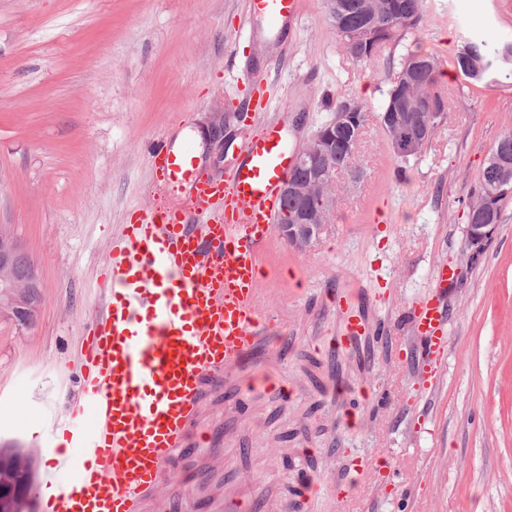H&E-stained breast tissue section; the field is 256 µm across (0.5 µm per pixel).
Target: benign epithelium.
I'll use <instances>...</instances> for the list:
<instances>
[{
    "instance_id": "1",
    "label": "benign epithelium",
    "mask_w": 512,
    "mask_h": 512,
    "mask_svg": "<svg viewBox=\"0 0 512 512\" xmlns=\"http://www.w3.org/2000/svg\"><path fill=\"white\" fill-rule=\"evenodd\" d=\"M437 123H426L410 132L396 137L397 148L406 154H416L423 150L425 143L432 137ZM296 164L314 168V176L306 183L287 180L282 186V195L298 198L315 197L318 202L313 208H305L299 212L292 222L286 221L278 225L281 236L296 250L305 252L313 247L330 222L335 208L336 199L331 193L323 191L324 183L335 179L336 174L328 172L323 161L315 160L309 146L301 148L296 155ZM496 225H467L469 245L478 248L491 239ZM22 254L17 239L6 231L0 232V288L8 289L10 295L11 315L20 324L28 325L33 320L41 302L34 267H29L27 275L17 279L13 275L15 260Z\"/></svg>"
}]
</instances>
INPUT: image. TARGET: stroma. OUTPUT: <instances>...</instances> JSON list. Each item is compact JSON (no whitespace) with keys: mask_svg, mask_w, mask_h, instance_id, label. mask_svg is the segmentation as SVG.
Here are the masks:
<instances>
[{"mask_svg":"<svg viewBox=\"0 0 512 512\" xmlns=\"http://www.w3.org/2000/svg\"><path fill=\"white\" fill-rule=\"evenodd\" d=\"M475 35L512 43V0H426L419 28L368 65L339 48L325 0H301L283 40L243 0H0V226L42 296L29 325L0 313V448L29 456L34 488L49 467L37 451L60 441L53 421L80 396L114 228L130 209L187 200L159 183L150 142L191 143L201 175L223 180L268 117L245 112L251 83L300 147L336 103L378 110L414 51L439 60L446 119L406 161L368 120L319 240L269 259L276 325L204 387L196 430L223 454L169 458L192 492L168 512H512V197L487 245L466 236L478 171L512 131V86L454 72ZM373 204L385 223L363 221ZM440 265L454 279L438 290ZM342 291L385 332L342 339ZM435 291L448 341L432 379L408 311Z\"/></svg>","mask_w":512,"mask_h":512,"instance_id":"obj_1","label":"stroma"}]
</instances>
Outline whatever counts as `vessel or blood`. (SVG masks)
<instances>
[{
    "mask_svg": "<svg viewBox=\"0 0 512 512\" xmlns=\"http://www.w3.org/2000/svg\"><path fill=\"white\" fill-rule=\"evenodd\" d=\"M250 13L280 35L298 21L300 0H247ZM151 162L161 181L187 191L189 206L132 210L112 244L103 303L85 341L82 399L69 414L70 449H55L56 495L35 512H137L145 494L158 505L186 495L165 479L168 456L192 444L203 381L221 384L243 367L257 331L273 322L260 285L265 257L280 249L281 187L296 165L283 124L243 146L223 183L197 176L191 145L159 142ZM347 335L368 330L352 297L336 296ZM437 370L446 352V315L437 296L412 306Z\"/></svg>",
    "mask_w": 512,
    "mask_h": 512,
    "instance_id": "b4317fda",
    "label": "vessel or blood"
}]
</instances>
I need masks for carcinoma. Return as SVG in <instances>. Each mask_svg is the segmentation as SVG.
Listing matches in <instances>:
<instances>
[{"label": "carcinoma", "instance_id": "carcinoma-1", "mask_svg": "<svg viewBox=\"0 0 512 512\" xmlns=\"http://www.w3.org/2000/svg\"><path fill=\"white\" fill-rule=\"evenodd\" d=\"M330 26L345 53L352 60L370 64L378 49L399 39L406 31L417 27L423 19L424 0H327ZM458 73L482 83L498 82V77L512 79V43L491 45L480 38H465L460 42L454 59ZM439 64L432 54H407L390 80L385 99L375 118L394 145L396 132L408 130L413 119L422 112L441 121L447 112L444 92L438 85ZM336 112L351 113L350 123L338 125L326 122L317 131L314 151L329 150L330 165L338 170L349 168L355 160L357 131L366 126L368 108L357 102H341ZM512 165V132L501 134L490 148L480 169L474 192L485 191L483 178L497 164ZM512 194V186H504L490 197V212L467 216L470 224H497L501 219L502 202ZM0 475L17 483L29 478L27 466L14 455L0 454Z\"/></svg>", "mask_w": 512, "mask_h": 512}]
</instances>
